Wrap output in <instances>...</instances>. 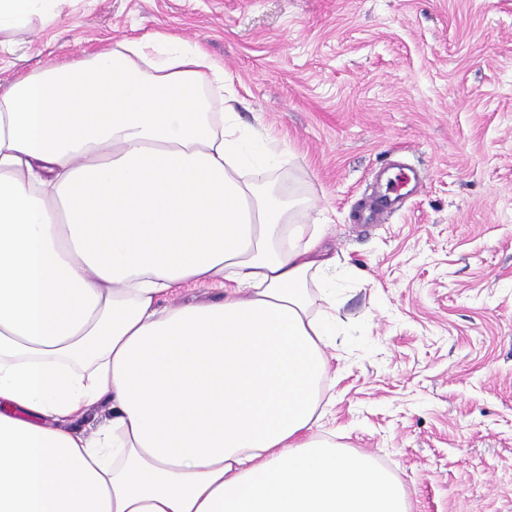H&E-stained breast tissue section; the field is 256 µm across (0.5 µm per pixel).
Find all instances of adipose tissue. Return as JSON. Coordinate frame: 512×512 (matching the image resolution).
Listing matches in <instances>:
<instances>
[{
    "mask_svg": "<svg viewBox=\"0 0 512 512\" xmlns=\"http://www.w3.org/2000/svg\"><path fill=\"white\" fill-rule=\"evenodd\" d=\"M60 0H0V35ZM199 46L141 38L0 94V512H407L315 433L335 257ZM179 286L206 303L162 305ZM108 401L91 435L64 421Z\"/></svg>",
    "mask_w": 512,
    "mask_h": 512,
    "instance_id": "obj_1",
    "label": "adipose tissue"
}]
</instances>
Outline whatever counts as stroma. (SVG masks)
<instances>
[{
  "label": "stroma",
  "instance_id": "1",
  "mask_svg": "<svg viewBox=\"0 0 512 512\" xmlns=\"http://www.w3.org/2000/svg\"><path fill=\"white\" fill-rule=\"evenodd\" d=\"M156 34L223 67L281 158L257 185L349 270L323 432L410 512H512V0H63L0 36V92ZM395 162L417 191L355 222Z\"/></svg>",
  "mask_w": 512,
  "mask_h": 512
}]
</instances>
